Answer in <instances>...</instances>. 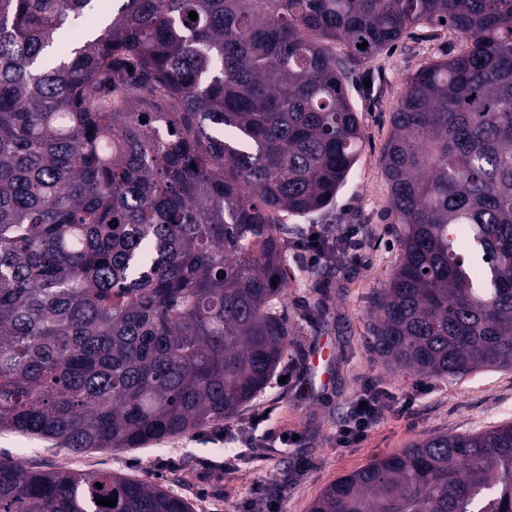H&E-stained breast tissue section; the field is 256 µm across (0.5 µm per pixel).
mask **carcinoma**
Instances as JSON below:
<instances>
[{"label": "carcinoma", "mask_w": 512, "mask_h": 512, "mask_svg": "<svg viewBox=\"0 0 512 512\" xmlns=\"http://www.w3.org/2000/svg\"><path fill=\"white\" fill-rule=\"evenodd\" d=\"M414 25L462 47L392 115L371 348L419 377L511 368L512 0H0V432L136 448L253 401L288 351L283 218L336 197L363 140L348 73ZM0 512L193 509L4 458ZM309 512H512V424L413 442Z\"/></svg>", "instance_id": "obj_1"}]
</instances>
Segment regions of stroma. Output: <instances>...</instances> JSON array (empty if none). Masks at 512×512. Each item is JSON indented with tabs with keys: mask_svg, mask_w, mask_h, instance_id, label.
<instances>
[{
	"mask_svg": "<svg viewBox=\"0 0 512 512\" xmlns=\"http://www.w3.org/2000/svg\"><path fill=\"white\" fill-rule=\"evenodd\" d=\"M460 45L452 31H439L433 38L426 26L413 27L398 46L365 64L347 87L364 135L358 160L331 208L303 218L301 232L289 235L287 242L290 278L282 305L292 336L276 374L290 382L282 387L268 384L242 410L246 416L269 410L268 428L299 432L297 447L271 448L265 457H253L248 449L226 442L230 424L222 421L165 440L154 455L140 448L75 454L34 439L29 443L37 453L26 459V466L106 470L156 481L184 497L194 512H231L247 501L256 480L270 478L285 487L284 512H308L327 485L414 441L512 422V369H483L461 378L397 374L376 357L369 340L372 295L384 287L398 260L383 162L391 117L407 77ZM329 221L341 231L355 228L359 246L354 258L315 282L299 273L305 265L299 244L317 225ZM323 338L335 350L326 366L328 385L315 396L298 392V385L308 382V355ZM369 379L393 392L396 400L359 447H337L336 429ZM228 455L236 456V468L225 473L219 465Z\"/></svg>",
	"mask_w": 512,
	"mask_h": 512,
	"instance_id": "obj_1",
	"label": "stroma"
}]
</instances>
